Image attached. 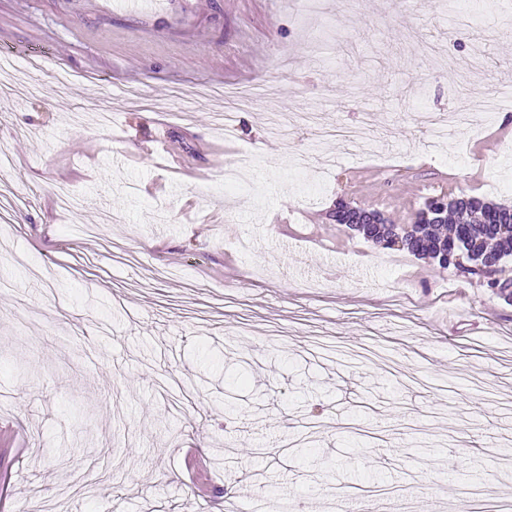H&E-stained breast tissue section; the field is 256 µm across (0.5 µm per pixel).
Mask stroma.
<instances>
[{
	"mask_svg": "<svg viewBox=\"0 0 512 512\" xmlns=\"http://www.w3.org/2000/svg\"><path fill=\"white\" fill-rule=\"evenodd\" d=\"M326 2L322 21L294 0H0V55L45 63L0 96V191L29 194L0 228V512L512 500V305L333 219L342 198L398 224L444 193L512 205V123L465 136L458 167L411 96L424 84L432 109L451 105L456 74L424 44L483 47L484 84L507 78L512 32L458 28L434 0ZM250 84L268 98L225 99ZM290 108L366 116L377 137L325 183L315 159L292 179L308 140L265 123ZM217 112L237 113L233 139ZM245 161L248 185L217 191ZM61 186L78 209L59 208Z\"/></svg>",
	"mask_w": 512,
	"mask_h": 512,
	"instance_id": "obj_1",
	"label": "stroma"
}]
</instances>
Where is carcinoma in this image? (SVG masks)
<instances>
[{
  "instance_id": "cac0c4a2",
  "label": "carcinoma",
  "mask_w": 512,
  "mask_h": 512,
  "mask_svg": "<svg viewBox=\"0 0 512 512\" xmlns=\"http://www.w3.org/2000/svg\"><path fill=\"white\" fill-rule=\"evenodd\" d=\"M336 223L352 226L366 240L386 249L398 248L414 256L437 261L443 269L474 274L481 265L500 262L512 254V233L502 234L498 224L512 221V206L466 196L457 201L427 198L412 224H395L375 209L338 203ZM401 245L392 246L393 239Z\"/></svg>"
}]
</instances>
